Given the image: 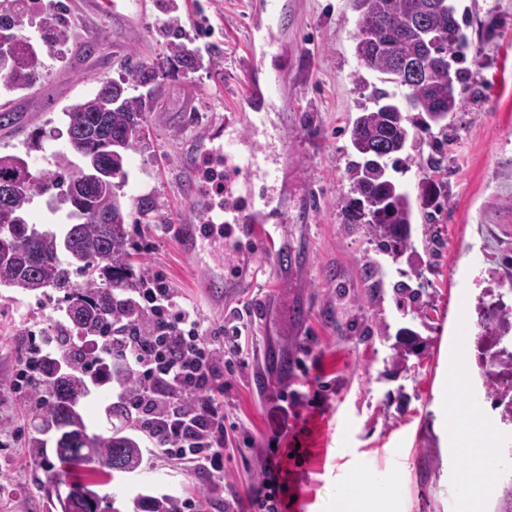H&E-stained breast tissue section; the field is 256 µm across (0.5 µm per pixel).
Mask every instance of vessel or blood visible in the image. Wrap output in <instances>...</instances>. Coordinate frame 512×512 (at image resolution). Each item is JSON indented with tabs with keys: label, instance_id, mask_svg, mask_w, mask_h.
<instances>
[{
	"label": "vessel or blood",
	"instance_id": "obj_1",
	"mask_svg": "<svg viewBox=\"0 0 512 512\" xmlns=\"http://www.w3.org/2000/svg\"><path fill=\"white\" fill-rule=\"evenodd\" d=\"M144 6V0H101L99 9L107 17L133 21L142 15ZM279 87L280 80L276 77L271 78L260 91L255 90L253 86H246L242 97L225 116L223 126L212 129L196 142L195 148L201 154L224 158L225 184L230 185L241 179H257L265 184L267 191L275 190L278 169L267 148L260 146L249 152H242L240 146L243 139L236 127V118L247 113L250 114L252 123L263 122V109L273 102ZM181 165L184 173V196L191 209L197 213L196 218L187 220L177 227L180 245L186 254L192 256L197 253L204 225H222L255 243L259 248L260 257H271L277 266L287 267L291 257L287 251L275 249V230L268 225L257 223L252 214L242 210H214L196 180L191 158L182 157Z\"/></svg>",
	"mask_w": 512,
	"mask_h": 512
}]
</instances>
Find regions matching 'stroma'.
I'll return each instance as SVG.
<instances>
[{
	"instance_id": "1",
	"label": "stroma",
	"mask_w": 512,
	"mask_h": 512,
	"mask_svg": "<svg viewBox=\"0 0 512 512\" xmlns=\"http://www.w3.org/2000/svg\"><path fill=\"white\" fill-rule=\"evenodd\" d=\"M145 2L142 19L132 24L71 9L78 35L95 37L100 49L82 60L74 43L68 62L45 57L42 78L13 96L20 120L0 128V155L23 157L36 170L52 168L54 153L67 148L62 109L93 94L100 79L117 77L130 56L163 52L155 31L166 14L159 0ZM177 2L186 30L196 33L210 59L196 72L164 81L145 115L148 147L125 156L128 178L120 195L131 212V261L137 275L163 278L195 307L206 335H223L243 315L246 366L230 376L224 410L252 441L237 442L226 459L224 496L208 493L193 470L147 442L141 466L114 473L98 494L119 512H137L134 503L144 493L190 497L198 512H224L225 496L243 492L260 474L268 411L286 387L300 393L297 410L305 422L307 453L293 474L297 512H336L360 472L386 498L399 500L401 512H456L466 490L455 479L459 462L439 418L446 400L442 377L456 336L477 333L487 294L512 284V0H455L456 18L476 53L465 62L470 87L448 117V176L427 167L430 148L423 141L393 173L414 197L421 184H434L432 214L443 245L432 251L418 222L409 249L396 259L379 252L362 225L345 221L348 125L369 105L373 86L394 89L355 56L357 18L346 0H282V24L271 32L261 0ZM272 37L280 44L272 66L247 69V50H260ZM272 71L282 76L267 120L279 182L269 205L255 210L265 221L287 217L283 246L292 262L285 269L264 262L226 300L199 283L207 269H229L233 243L209 241L200 266L175 233L191 216L180 159L196 136L223 121L246 81L264 84ZM142 197L154 201L165 223L135 211ZM373 261L381 272L365 278L364 267ZM400 283L420 291L422 316H410L407 299L395 291ZM60 317L54 302L0 287V440L7 442L0 447V512H51L54 486L29 450L36 435L33 401L9 384L22 363L19 336ZM404 327L424 352L396 365L393 346ZM117 392V384L108 383L81 399L88 433L108 434L106 408ZM467 398L483 411L497 447L512 448V419L497 410L496 389L476 381Z\"/></svg>"
}]
</instances>
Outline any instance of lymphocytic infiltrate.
Masks as SVG:
<instances>
[{"instance_id":"f902f5d3","label":"lymphocytic infiltrate","mask_w":512,"mask_h":512,"mask_svg":"<svg viewBox=\"0 0 512 512\" xmlns=\"http://www.w3.org/2000/svg\"><path fill=\"white\" fill-rule=\"evenodd\" d=\"M147 312L137 329L125 322L112 325L110 336H99L88 351L85 369L104 376L122 365L138 382L136 397H122L140 424L143 435L168 459L190 467L207 481L209 490L224 485V447L228 438L224 403V373L238 363L246 338L232 325L224 332V347L212 348L195 308L179 302L162 281L131 291ZM300 400L298 392L280 390L269 411L271 445L262 477L237 497L243 512H283L288 498V463L301 461L299 452H282L288 412Z\"/></svg>"}]
</instances>
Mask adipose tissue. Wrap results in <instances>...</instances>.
Instances as JSON below:
<instances>
[{"instance_id":"adipose-tissue-1","label":"adipose tissue","mask_w":512,"mask_h":512,"mask_svg":"<svg viewBox=\"0 0 512 512\" xmlns=\"http://www.w3.org/2000/svg\"><path fill=\"white\" fill-rule=\"evenodd\" d=\"M468 386V380L463 376L454 383L451 389L453 401L445 405L441 420L451 429L457 452L470 461L461 481L471 488L472 493L461 501L459 512H480L483 502L480 485L495 462L494 438L479 408L461 405L460 398L466 394Z\"/></svg>"}]
</instances>
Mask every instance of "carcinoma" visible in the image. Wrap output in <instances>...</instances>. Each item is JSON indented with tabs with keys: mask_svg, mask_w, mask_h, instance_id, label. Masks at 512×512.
Instances as JSON below:
<instances>
[{
	"mask_svg": "<svg viewBox=\"0 0 512 512\" xmlns=\"http://www.w3.org/2000/svg\"><path fill=\"white\" fill-rule=\"evenodd\" d=\"M357 17L366 21L353 36L360 63L401 90L410 107L424 117L414 121L395 103L396 94L377 91L374 107H365L354 119L350 142L357 159L348 162L344 178L356 209L351 223L381 241L384 252L398 257L411 246L414 214L410 195L386 174L389 163L411 140L431 133V123L448 119L461 98L457 85L466 83L463 67L471 49L455 14L453 0H349ZM162 31L166 50L153 59L129 62L117 80L101 82L95 94L62 109L68 134V151L53 155L54 168L34 173L26 159L0 155V184L17 183L23 190L7 202L0 201V238L10 242L0 253V286L57 299L69 324L51 323L46 333L59 338L60 348L35 373L38 432L65 430L70 439L57 440L48 450L41 438L31 441L32 454L46 465L49 480L57 487L53 508L71 512L74 500L90 495L84 512H98L101 497L97 482L67 481L70 471L87 468L112 478L117 469L135 471L142 462L139 440L125 434L136 420L125 408L109 410L119 417L107 436L88 434L78 410L88 392V373L79 366L86 350L84 337L100 336L122 318L144 320L139 306L126 290L136 286L131 273L129 232L125 227L118 190L125 185L127 152L146 147L142 135L144 114L162 81L203 66L195 38L185 30L174 0ZM36 26L40 42L22 34L24 24ZM73 24L54 10H36L31 0H10L0 8V37L11 42L8 67L0 70L4 95L31 88L44 55L60 54L72 37ZM407 60L425 63L421 83L412 90L398 80V64ZM50 195L57 211L68 206L73 222L62 237L40 230L26 219L27 206L36 195ZM59 297H54V294ZM54 455L59 465L49 460Z\"/></svg>",
	"mask_w": 512,
	"mask_h": 512,
	"instance_id": "1",
	"label": "carcinoma"
}]
</instances>
